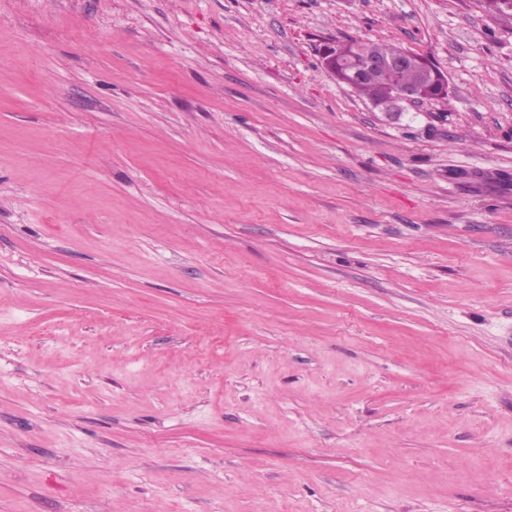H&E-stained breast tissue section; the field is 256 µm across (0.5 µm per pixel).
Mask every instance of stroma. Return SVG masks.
Instances as JSON below:
<instances>
[{
    "label": "stroma",
    "mask_w": 512,
    "mask_h": 512,
    "mask_svg": "<svg viewBox=\"0 0 512 512\" xmlns=\"http://www.w3.org/2000/svg\"><path fill=\"white\" fill-rule=\"evenodd\" d=\"M431 60L388 116L323 39ZM512 21L0 0V512H512Z\"/></svg>",
    "instance_id": "obj_1"
}]
</instances>
